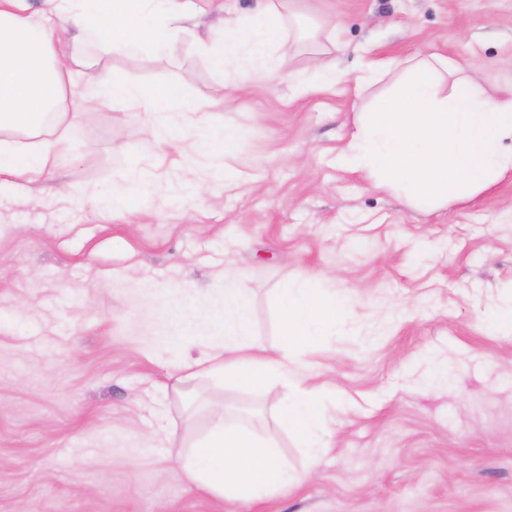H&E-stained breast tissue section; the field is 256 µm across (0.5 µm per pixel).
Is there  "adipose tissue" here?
Instances as JSON below:
<instances>
[{
  "label": "adipose tissue",
  "instance_id": "ef3b65f1",
  "mask_svg": "<svg viewBox=\"0 0 512 512\" xmlns=\"http://www.w3.org/2000/svg\"><path fill=\"white\" fill-rule=\"evenodd\" d=\"M48 12H32L30 0H0V196L20 174L42 175L52 162L51 135L62 121L60 106L77 68L95 70L81 104L101 110L104 102L148 107L158 139L174 131L164 116L185 109L180 86L149 93L103 67L80 48L97 45L102 55L163 51L193 39L210 66L225 72L257 61L266 77L277 70L276 52L305 41L316 48L322 79L335 80L329 48L335 30L302 26L297 0H258L246 14L218 9L220 27L190 33L186 23L202 9L196 0H47ZM297 38H287L286 29ZM402 72L396 90L358 112L343 161L362 171L379 189L403 196L416 209L433 212L476 198L512 171V95L490 94L466 71L431 54L395 60ZM320 276L280 289V355L244 346L251 319L246 287L224 291V346L181 366L182 381L221 374L247 389H266L288 379V354L299 341L335 331L347 297L321 287ZM278 420L303 438L311 460L330 448L329 396L293 389ZM190 483L211 495L259 498L302 481L277 447L260 439L223 409L210 416L206 436L182 461Z\"/></svg>",
  "mask_w": 512,
  "mask_h": 512
}]
</instances>
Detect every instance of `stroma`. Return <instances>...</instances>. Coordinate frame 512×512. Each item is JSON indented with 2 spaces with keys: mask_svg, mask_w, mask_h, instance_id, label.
Masks as SVG:
<instances>
[{
  "mask_svg": "<svg viewBox=\"0 0 512 512\" xmlns=\"http://www.w3.org/2000/svg\"><path fill=\"white\" fill-rule=\"evenodd\" d=\"M297 6L340 29L335 85L294 93L315 67L304 50L281 51L275 83L255 66L216 73L187 39L109 54L119 76L149 93L179 85L200 112L171 114L179 132L160 142L145 112L79 108L84 72L55 165L0 197V512H512V333L489 317L512 292V173L426 216L336 163L356 112L393 83L356 92L368 59L440 54L511 92L512 0ZM224 127L240 133L224 160L236 186L203 151ZM142 180L153 197L125 223L112 187ZM317 271L350 305L335 335L291 355L300 387L336 394L331 448L312 465L277 423L286 383L176 389L170 374L221 346L210 326L241 278L247 341L277 353V292ZM218 401L312 477L253 501L189 485L179 461Z\"/></svg>",
  "mask_w": 512,
  "mask_h": 512,
  "instance_id": "1",
  "label": "stroma"
}]
</instances>
